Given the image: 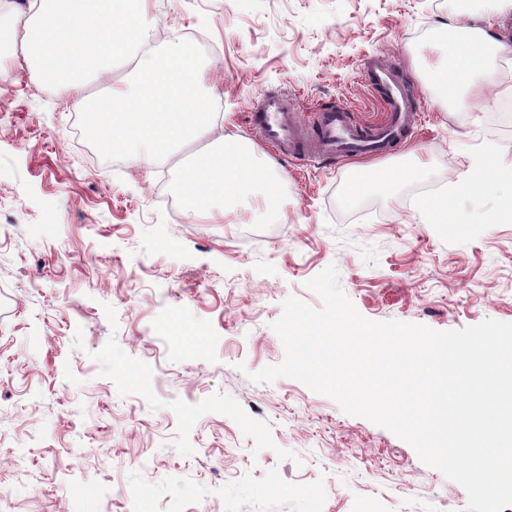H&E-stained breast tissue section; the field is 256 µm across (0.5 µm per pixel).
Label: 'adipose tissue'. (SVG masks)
<instances>
[{"instance_id": "obj_1", "label": "adipose tissue", "mask_w": 512, "mask_h": 512, "mask_svg": "<svg viewBox=\"0 0 512 512\" xmlns=\"http://www.w3.org/2000/svg\"><path fill=\"white\" fill-rule=\"evenodd\" d=\"M58 11L55 0H32L23 23L0 27V40L18 45L33 80L58 85L85 127L105 149L120 147L132 163L153 167L177 145L196 139L216 113L207 109L213 90L209 71L188 48L169 43L157 52L147 22L148 0H73ZM492 17L467 29L464 47L449 46L431 68L426 85L443 92L449 104L482 95L480 78L495 43ZM135 54V74L107 100L84 96L87 76L110 71L116 58ZM269 172L235 134L219 137L216 148L201 152L182 170L177 187L184 210L211 215L218 202L268 183Z\"/></svg>"}]
</instances>
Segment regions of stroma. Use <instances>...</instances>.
Here are the masks:
<instances>
[{"label":"stroma","mask_w":512,"mask_h":512,"mask_svg":"<svg viewBox=\"0 0 512 512\" xmlns=\"http://www.w3.org/2000/svg\"><path fill=\"white\" fill-rule=\"evenodd\" d=\"M506 49L480 98L425 87L461 34L457 0H150L152 41L206 43L219 123L276 178L211 221L167 209L207 134L145 169L71 129L61 89L0 57V512H466L467 493L386 428L302 382L255 383L284 358L282 303L314 309L309 280L336 266L365 318L459 330L512 323V221L483 214L512 193V7L488 0ZM468 23L473 13H459ZM397 63L422 121L376 156L426 161L417 177L349 195L353 161L288 164L248 123L263 94L300 115L337 103L381 118L364 64ZM493 145L490 196L448 223L418 211Z\"/></svg>","instance_id":"35a3bbf8"}]
</instances>
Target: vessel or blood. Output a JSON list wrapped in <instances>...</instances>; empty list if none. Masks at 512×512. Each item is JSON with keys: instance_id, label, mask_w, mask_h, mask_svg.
I'll return each mask as SVG.
<instances>
[{"instance_id": "vessel-or-blood-1", "label": "vessel or blood", "mask_w": 512, "mask_h": 512, "mask_svg": "<svg viewBox=\"0 0 512 512\" xmlns=\"http://www.w3.org/2000/svg\"><path fill=\"white\" fill-rule=\"evenodd\" d=\"M365 78L368 86L381 92L385 104L383 118L371 127L357 125L341 106L317 109L305 123L298 118L293 98L272 94L255 103L251 113L253 129L279 154L290 157L304 152L309 142L327 159L382 150L411 125L413 107L392 66L373 60L365 67Z\"/></svg>"}]
</instances>
